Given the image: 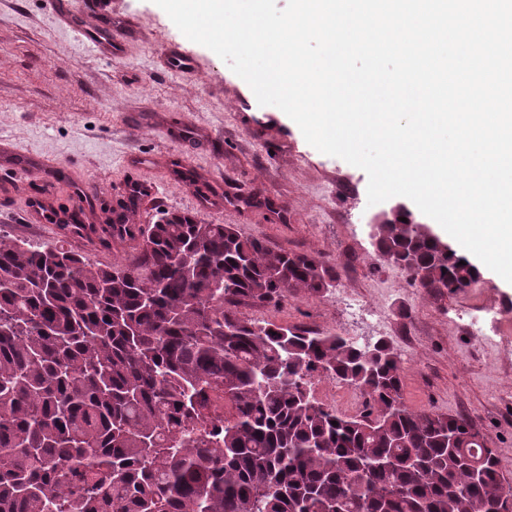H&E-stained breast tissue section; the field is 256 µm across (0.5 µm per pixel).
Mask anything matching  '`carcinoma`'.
I'll use <instances>...</instances> for the list:
<instances>
[{
  "label": "carcinoma",
  "instance_id": "1",
  "mask_svg": "<svg viewBox=\"0 0 512 512\" xmlns=\"http://www.w3.org/2000/svg\"><path fill=\"white\" fill-rule=\"evenodd\" d=\"M403 217L387 263L428 292L479 282ZM126 236L136 254L111 266L0 238V512H512V469L466 417L405 404L389 341L236 311L327 292L320 257L185 212ZM321 376L363 410L315 400Z\"/></svg>",
  "mask_w": 512,
  "mask_h": 512
}]
</instances>
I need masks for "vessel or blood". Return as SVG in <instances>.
<instances>
[{
  "label": "vessel or blood",
  "mask_w": 512,
  "mask_h": 512,
  "mask_svg": "<svg viewBox=\"0 0 512 512\" xmlns=\"http://www.w3.org/2000/svg\"><path fill=\"white\" fill-rule=\"evenodd\" d=\"M53 14L64 31L98 57L115 59L124 56L127 31L116 23L111 0H55ZM0 166L30 175L32 188L26 199L25 211L28 222L32 224L86 222L90 203L100 198L95 185H81L71 210L61 212L52 204V187L58 172L55 165L0 142Z\"/></svg>",
  "instance_id": "vessel-or-blood-1"
}]
</instances>
